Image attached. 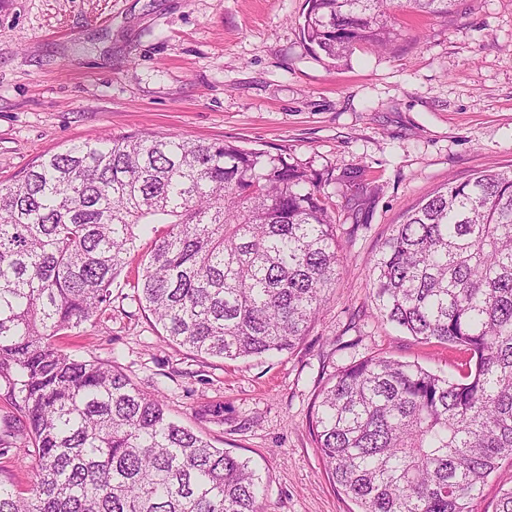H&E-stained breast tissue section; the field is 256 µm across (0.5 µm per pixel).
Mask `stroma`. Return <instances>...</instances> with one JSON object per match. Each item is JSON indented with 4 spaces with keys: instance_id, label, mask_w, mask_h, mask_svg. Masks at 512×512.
<instances>
[{
    "instance_id": "35a3bbf8",
    "label": "stroma",
    "mask_w": 512,
    "mask_h": 512,
    "mask_svg": "<svg viewBox=\"0 0 512 512\" xmlns=\"http://www.w3.org/2000/svg\"><path fill=\"white\" fill-rule=\"evenodd\" d=\"M305 0H0V185L90 137L230 140L322 177L342 278L288 352L236 361L167 342L135 298L152 239H137L112 301L56 345L113 361L170 417L249 460L266 512H352L309 428L350 361L387 356L462 376L468 355L383 319L369 262L406 212L448 181L512 169V0H455L448 17L401 9L398 41L333 63L304 41ZM360 169L364 205L342 175ZM0 388V481L27 489L35 460Z\"/></svg>"
}]
</instances>
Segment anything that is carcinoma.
<instances>
[{
  "label": "carcinoma",
  "instance_id": "cac0c4a2",
  "mask_svg": "<svg viewBox=\"0 0 512 512\" xmlns=\"http://www.w3.org/2000/svg\"><path fill=\"white\" fill-rule=\"evenodd\" d=\"M327 58L398 38L397 0H306ZM454 0H406L448 16ZM153 224L136 298L162 338L222 360L281 354L342 275L317 174L231 141L137 135L72 143L0 186V385L26 418L36 467L0 482V512H263L247 461L172 421L163 400L56 337L92 320ZM380 315L459 346V379L387 357L344 367L311 428L360 512H471L512 460V170L449 182L370 260Z\"/></svg>",
  "mask_w": 512,
  "mask_h": 512
}]
</instances>
